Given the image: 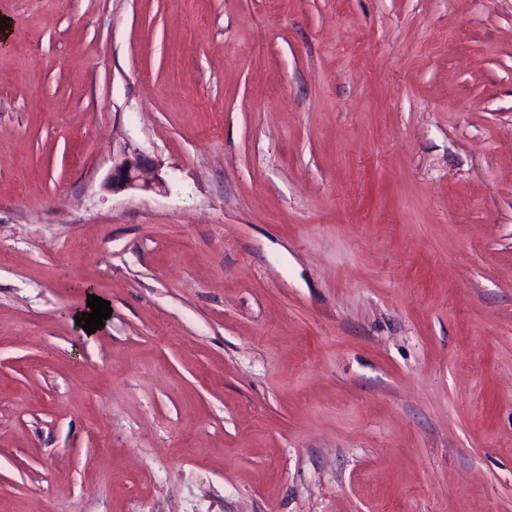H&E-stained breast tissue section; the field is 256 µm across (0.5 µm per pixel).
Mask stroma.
I'll list each match as a JSON object with an SVG mask.
<instances>
[{
	"instance_id": "1",
	"label": "stroma",
	"mask_w": 512,
	"mask_h": 512,
	"mask_svg": "<svg viewBox=\"0 0 512 512\" xmlns=\"http://www.w3.org/2000/svg\"><path fill=\"white\" fill-rule=\"evenodd\" d=\"M1 12L0 512H512V0ZM146 166L138 154L126 156L119 163L112 166L108 186L112 191H118L145 184L144 172Z\"/></svg>"
}]
</instances>
